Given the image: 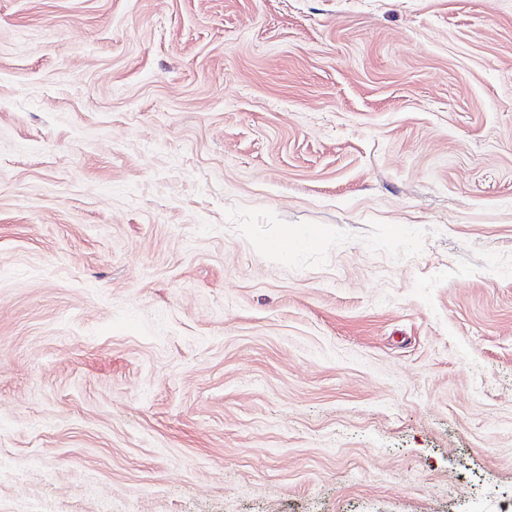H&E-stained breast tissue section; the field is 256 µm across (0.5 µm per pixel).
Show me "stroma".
I'll return each instance as SVG.
<instances>
[{
	"label": "stroma",
	"instance_id": "stroma-1",
	"mask_svg": "<svg viewBox=\"0 0 512 512\" xmlns=\"http://www.w3.org/2000/svg\"><path fill=\"white\" fill-rule=\"evenodd\" d=\"M32 498L503 512L512 0H0V512Z\"/></svg>",
	"mask_w": 512,
	"mask_h": 512
}]
</instances>
